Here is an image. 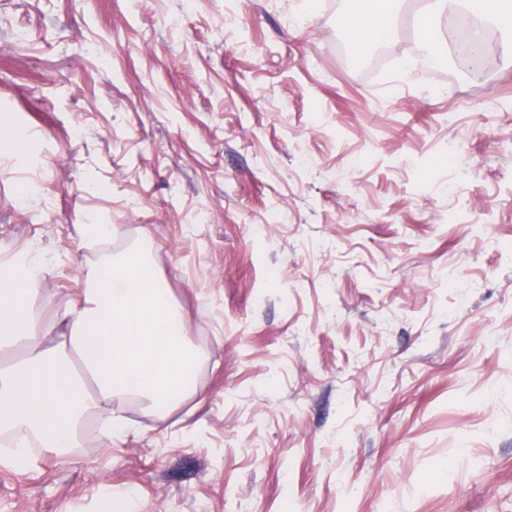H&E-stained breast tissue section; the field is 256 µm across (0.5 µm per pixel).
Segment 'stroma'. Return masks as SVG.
I'll return each instance as SVG.
<instances>
[{
	"instance_id": "stroma-1",
	"label": "stroma",
	"mask_w": 512,
	"mask_h": 512,
	"mask_svg": "<svg viewBox=\"0 0 512 512\" xmlns=\"http://www.w3.org/2000/svg\"><path fill=\"white\" fill-rule=\"evenodd\" d=\"M0 0V263L82 302L86 224L154 242L203 352L164 424L0 452V512H512V56L428 62L404 0ZM397 0H364L362 10L349 18V29L356 47L368 48L377 40L395 39Z\"/></svg>"
}]
</instances>
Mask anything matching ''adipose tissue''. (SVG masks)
Here are the masks:
<instances>
[{"instance_id":"1","label":"adipose tissue","mask_w":512,"mask_h":512,"mask_svg":"<svg viewBox=\"0 0 512 512\" xmlns=\"http://www.w3.org/2000/svg\"><path fill=\"white\" fill-rule=\"evenodd\" d=\"M398 0H363L349 29L356 47L396 36ZM153 241L142 236L120 257L104 255L89 273L83 303L69 305L66 332L40 321L29 306L44 260L34 256L0 271V432L40 447H73L82 419L96 414L110 434L125 431L114 404L147 403L158 421L189 396L201 353L185 318L156 277Z\"/></svg>"}]
</instances>
